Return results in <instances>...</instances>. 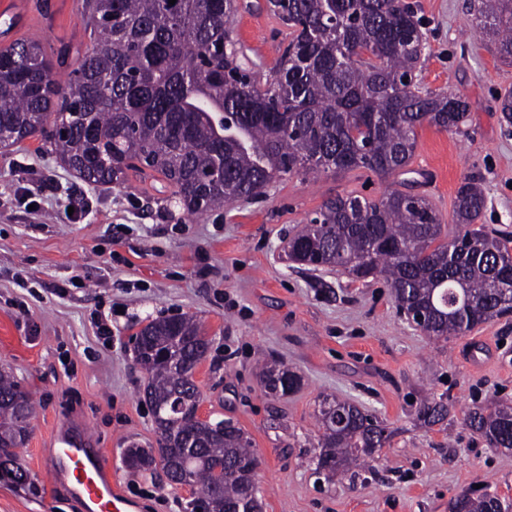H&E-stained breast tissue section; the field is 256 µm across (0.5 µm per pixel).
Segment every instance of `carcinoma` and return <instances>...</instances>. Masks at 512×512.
I'll return each mask as SVG.
<instances>
[{"label": "carcinoma", "instance_id": "carcinoma-1", "mask_svg": "<svg viewBox=\"0 0 512 512\" xmlns=\"http://www.w3.org/2000/svg\"><path fill=\"white\" fill-rule=\"evenodd\" d=\"M79 4L90 44L76 51L70 71H58L68 46L54 58L36 41L0 47V147L39 134L64 167L92 183H120L130 171L157 174L192 215L258 197L291 174L363 168L386 179L406 171L423 125L459 132L468 119L462 96L416 89L424 40L404 0H265L289 42L263 84L242 66L232 37L239 0ZM476 19L499 59L512 64V0H478ZM485 204L480 185L463 182L449 235L423 196H338L288 240V259L382 279L397 306L430 313L425 335L446 341L512 313V240L476 226ZM137 336L157 438L154 447L125 449L126 468L160 469L178 487L182 448H191L189 467L207 497L189 502L190 512H263L249 437L175 409L200 401L194 373L208 341L199 325L186 316L160 318ZM263 383L279 398L298 391L303 377L273 361ZM338 410L353 423L332 426ZM448 411L444 399L426 398L417 417L432 427ZM34 412L31 395L0 372V463L17 465L16 484L24 487L30 477L16 449L28 441ZM318 421L320 472L366 465L393 435L362 406L337 397L322 399ZM465 422L490 446L512 448L511 404L475 406ZM499 503L488 492L462 493L449 509L493 512Z\"/></svg>", "mask_w": 512, "mask_h": 512}]
</instances>
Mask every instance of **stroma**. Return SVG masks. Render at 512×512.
<instances>
[{"mask_svg": "<svg viewBox=\"0 0 512 512\" xmlns=\"http://www.w3.org/2000/svg\"><path fill=\"white\" fill-rule=\"evenodd\" d=\"M37 2L47 20L27 25L24 39L49 52L63 43L85 49L78 0ZM241 2L232 35L263 79L277 67L287 30L264 0ZM413 3L425 37L418 88L463 94L469 117L456 134L419 129L407 173L291 175L255 200L195 216L160 177L86 182L38 135L0 148V370L36 400L18 455L39 489L33 495L0 479V512H82L45 461L53 428L70 417L87 421L138 512H185L194 490L172 488L161 473L132 474L123 463L131 443L156 440L132 337L173 315L194 318L211 342L194 374L202 411L250 438L263 512H448L451 498L477 486L512 504V451L489 446L464 421L487 400H512V314L435 341L406 322L382 280L309 271L285 253L289 235L326 200L349 193L423 195L453 232L456 191L468 178L486 196V230L512 238V126L497 106L512 90V65L481 34L471 0ZM73 197L84 200L76 218L68 214ZM274 359L303 377L298 392L266 394L262 374ZM326 395L393 428L371 471L316 474ZM433 396L451 409L427 429L416 410Z\"/></svg>", "mask_w": 512, "mask_h": 512, "instance_id": "obj_1", "label": "stroma"}]
</instances>
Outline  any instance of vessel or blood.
<instances>
[{
	"instance_id": "1",
	"label": "vessel or blood",
	"mask_w": 512,
	"mask_h": 512,
	"mask_svg": "<svg viewBox=\"0 0 512 512\" xmlns=\"http://www.w3.org/2000/svg\"><path fill=\"white\" fill-rule=\"evenodd\" d=\"M84 424L60 422L48 441L47 463L58 482L65 484L87 507L88 512H135L136 504L126 498L97 452Z\"/></svg>"
}]
</instances>
